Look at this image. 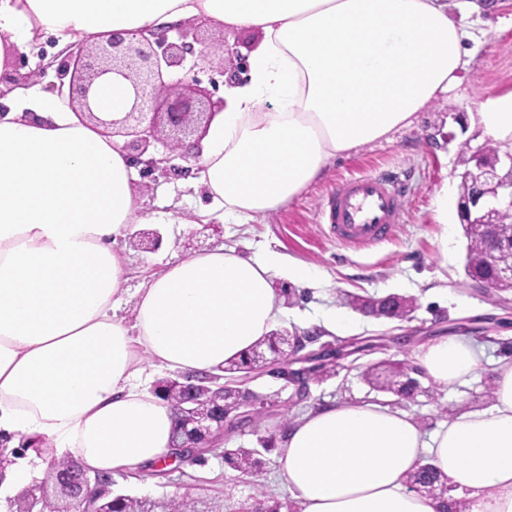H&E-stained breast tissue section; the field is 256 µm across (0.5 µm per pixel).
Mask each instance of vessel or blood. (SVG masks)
I'll return each mask as SVG.
<instances>
[{"instance_id":"vessel-or-blood-1","label":"vessel or blood","mask_w":512,"mask_h":512,"mask_svg":"<svg viewBox=\"0 0 512 512\" xmlns=\"http://www.w3.org/2000/svg\"><path fill=\"white\" fill-rule=\"evenodd\" d=\"M405 183L392 171L361 174L339 181L323 211L330 234L348 246H373L389 240L402 220Z\"/></svg>"}]
</instances>
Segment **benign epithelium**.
I'll use <instances>...</instances> for the list:
<instances>
[{
	"mask_svg": "<svg viewBox=\"0 0 512 512\" xmlns=\"http://www.w3.org/2000/svg\"><path fill=\"white\" fill-rule=\"evenodd\" d=\"M8 59L0 69V86L12 90L26 88L33 78L54 72L46 90L66 95L71 108L104 127L112 136L125 138L123 150L132 164L143 165V173L178 169L174 161H189L200 154L201 140L213 118L224 110V99H212L200 87L199 72L209 70L220 76H239L243 62L239 53L226 47L224 38H207L202 24L189 21L173 26L140 29L135 33L115 32L109 40L88 45L79 40L75 49L53 57L48 67L27 73L12 63L26 59L20 47H5ZM98 80H124L129 84L131 105L124 117L114 119L96 110L93 85ZM191 142H186V139ZM469 144L470 162L460 174L463 195L457 200V214L464 229L481 237L487 244L485 261L494 270L492 282L475 281L480 288L501 292L512 289V226L501 223L503 211H512V152L500 157L492 140ZM129 246L142 251L155 250L162 241L156 229H138L128 233ZM303 338L288 336L283 355L270 362L261 350H255L261 376L274 371L281 378L300 379L335 363L344 353L325 348L317 353L300 354ZM299 363L301 367L291 368ZM185 398L175 409L173 447L180 449L179 461L200 458L198 447L224 431L233 429L235 421L251 417L245 410L236 414L217 405L207 413H198L191 405L201 402L204 390L194 381L183 383ZM63 500L50 498L40 484L33 483L22 493L7 500V512H112V479L104 474L91 479L74 461L66 465L49 462Z\"/></svg>",
	"mask_w": 512,
	"mask_h": 512,
	"instance_id": "obj_1",
	"label": "benign epithelium"
}]
</instances>
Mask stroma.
<instances>
[{
    "instance_id": "1",
    "label": "stroma",
    "mask_w": 512,
    "mask_h": 512,
    "mask_svg": "<svg viewBox=\"0 0 512 512\" xmlns=\"http://www.w3.org/2000/svg\"><path fill=\"white\" fill-rule=\"evenodd\" d=\"M467 22L474 34V58L462 84L428 104L417 123L396 133L392 141L366 144L349 157L331 160L322 176L289 202L246 222L225 217L220 233L207 230L193 237L184 225L164 224L163 242L153 252L135 251L126 238L118 239L116 247L127 259L119 316L132 318L138 289L191 250L224 245L257 260L275 253L284 263L312 269L318 278L312 288L281 275L275 278L283 300L277 329L302 336L306 351L332 344L347 349L348 355L328 377L294 383L264 375L251 381L250 389L271 402L256 422L226 435L223 447L211 449L202 461L180 463L161 475L114 473V492L161 501L180 491L209 503L215 512H236L254 489L225 464L223 448L253 447L261 436L281 442L285 419L335 402L388 401V393L363 380L365 367L388 360L417 365L419 349L438 336L465 337L482 347L486 357L463 385L440 386L417 373L419 388L412 399L399 401V409L430 430L453 412L490 406L487 391L495 361L512 356V293L478 289L466 278V238L455 202L461 171L458 147L472 134L465 118L479 111L487 98L512 87V0H500L492 12L471 14ZM386 168L397 170L409 183L404 216L392 240L363 250L338 246L321 221L329 192L341 179ZM145 182L149 189L142 192L141 201L148 211L191 213L206 202L190 177L178 172L149 175ZM441 193L450 202L444 218L434 205ZM348 293L411 296L417 308L405 321L366 315L343 306ZM340 310L349 327L335 331L326 322ZM356 344L363 345V352H353Z\"/></svg>"
}]
</instances>
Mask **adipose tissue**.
Returning <instances> with one entry per match:
<instances>
[{"instance_id":"ef3b65f1","label":"adipose tissue","mask_w":512,"mask_h":512,"mask_svg":"<svg viewBox=\"0 0 512 512\" xmlns=\"http://www.w3.org/2000/svg\"><path fill=\"white\" fill-rule=\"evenodd\" d=\"M477 0H0V51L45 35L66 47L197 18L257 31L245 82L202 140L195 181L215 213L271 211L319 178L331 157L390 140L459 87ZM512 152V89L469 114ZM122 139L35 86L0 114V444L73 455L91 475L164 470L174 414L143 385L147 365L199 376L250 351L282 313L280 273L317 281L272 255L218 246L169 263L140 288L133 323L115 312L130 224H181L149 212ZM483 352L461 336L423 346L437 384L465 382ZM280 486L298 512H444L410 489L431 464L474 493L471 512H512V358L498 360L488 410L432 430L402 410L340 402L289 424Z\"/></svg>"}]
</instances>
